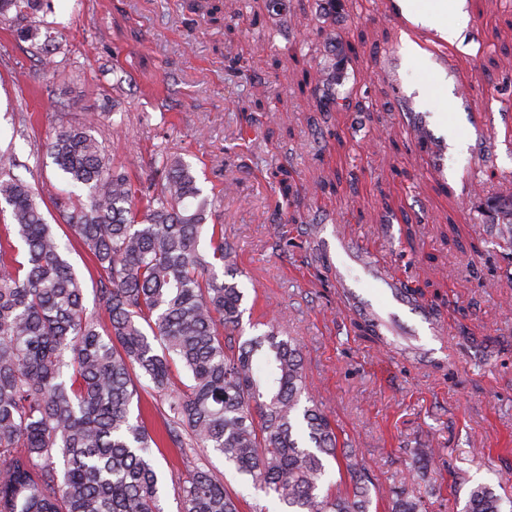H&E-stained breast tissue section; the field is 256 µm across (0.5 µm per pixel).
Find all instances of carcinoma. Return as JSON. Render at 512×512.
<instances>
[{
	"label": "carcinoma",
	"mask_w": 512,
	"mask_h": 512,
	"mask_svg": "<svg viewBox=\"0 0 512 512\" xmlns=\"http://www.w3.org/2000/svg\"><path fill=\"white\" fill-rule=\"evenodd\" d=\"M52 0H0V23L16 22L46 71L60 45L40 40L39 13ZM58 130L48 149L70 184L39 188L0 156V201L25 248L0 246V512H163L151 448L159 436L133 414L140 392L159 394L167 440L211 448L285 512H371V480L337 447L332 420L307 388L297 342L264 333L232 344L243 294L224 225L208 224L214 201L191 165L163 154L161 177L136 187L112 165L92 130ZM49 199L101 272L96 291L106 329L89 317L84 288L41 203ZM512 248V194L490 197ZM210 252L200 250L204 232ZM189 375L174 388L172 368ZM343 461L351 490L324 485ZM180 512H239L211 470L178 481ZM391 512H423V501L390 487ZM465 512H500L492 486L469 490Z\"/></svg>",
	"instance_id": "cac0c4a2"
}]
</instances>
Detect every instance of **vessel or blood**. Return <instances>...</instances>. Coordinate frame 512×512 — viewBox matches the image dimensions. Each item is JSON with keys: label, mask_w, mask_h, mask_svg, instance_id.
<instances>
[{"label": "vessel or blood", "mask_w": 512, "mask_h": 512, "mask_svg": "<svg viewBox=\"0 0 512 512\" xmlns=\"http://www.w3.org/2000/svg\"><path fill=\"white\" fill-rule=\"evenodd\" d=\"M315 239L329 260L343 301L353 313L369 319L380 331L392 330L397 323L407 325L420 352L421 364L431 366L433 343L449 342L446 327L432 309L407 294L400 281L379 272L372 256L354 248L343 232L330 236L325 226L320 225ZM369 280L377 282V292L366 289Z\"/></svg>", "instance_id": "b4317fda"}]
</instances>
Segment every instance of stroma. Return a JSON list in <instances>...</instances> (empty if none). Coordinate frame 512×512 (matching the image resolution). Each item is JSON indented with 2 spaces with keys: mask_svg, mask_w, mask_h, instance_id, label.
Instances as JSON below:
<instances>
[{
  "mask_svg": "<svg viewBox=\"0 0 512 512\" xmlns=\"http://www.w3.org/2000/svg\"><path fill=\"white\" fill-rule=\"evenodd\" d=\"M390 3L53 0L42 28L67 41L54 78L0 23V154L25 181L66 188L47 139L114 99L124 120L102 122L95 137L137 185L155 177L159 154L191 164L215 201L208 223L223 225L236 250L240 336L273 319L299 340L309 392L374 486H404L426 512H463L470 487L485 483L512 512V283L503 275L512 260L492 248L496 229L482 214L488 197L512 192V0H468L452 70L410 53ZM333 56L345 61L336 94L347 112L316 111L298 89L303 72L319 74ZM417 125L429 133L422 146L409 134ZM280 166L293 195L279 190ZM316 223L342 225L384 275L439 309L452 349L438 366L355 330L329 265L308 261ZM68 260L87 314L102 318L90 254L76 244ZM418 448L435 451V494L407 478ZM152 459L164 512H178L175 482L196 465L223 478L241 512H281L214 450L185 455L167 444Z\"/></svg>",
  "mask_w": 512,
  "mask_h": 512,
  "instance_id": "1",
  "label": "stroma"
}]
</instances>
